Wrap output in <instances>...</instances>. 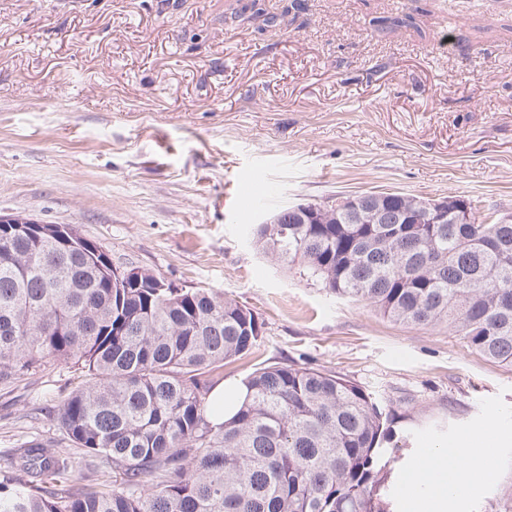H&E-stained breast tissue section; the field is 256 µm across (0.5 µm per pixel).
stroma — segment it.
Instances as JSON below:
<instances>
[{"label":"stroma","mask_w":512,"mask_h":512,"mask_svg":"<svg viewBox=\"0 0 512 512\" xmlns=\"http://www.w3.org/2000/svg\"><path fill=\"white\" fill-rule=\"evenodd\" d=\"M246 3L0 0V215L79 225L114 264L250 308L263 336L225 378L297 365L401 402L395 512H412L402 484L425 449L493 431L491 477L452 512H512V367L336 297L249 231L366 192L512 212V0H261L265 26ZM85 383L51 363L0 384V455L68 450L49 412Z\"/></svg>","instance_id":"stroma-1"}]
</instances>
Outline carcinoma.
Listing matches in <instances>:
<instances>
[{"instance_id":"carcinoma-1","label":"carcinoma","mask_w":512,"mask_h":512,"mask_svg":"<svg viewBox=\"0 0 512 512\" xmlns=\"http://www.w3.org/2000/svg\"><path fill=\"white\" fill-rule=\"evenodd\" d=\"M259 224L254 239L331 293L406 324H446L512 366V223ZM262 323L207 288L150 271L118 279L97 243L0 226V381L74 361L88 382L54 413L74 447L121 479L92 482L31 441L0 464V512H394L396 409L334 374L272 364L211 422L215 377Z\"/></svg>"}]
</instances>
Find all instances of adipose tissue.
<instances>
[{"label":"adipose tissue","instance_id":"1","mask_svg":"<svg viewBox=\"0 0 512 512\" xmlns=\"http://www.w3.org/2000/svg\"><path fill=\"white\" fill-rule=\"evenodd\" d=\"M485 433L476 432L458 443L453 453L430 449L413 465L407 491L416 512H447L449 504L460 497L466 485L464 457L488 445Z\"/></svg>","mask_w":512,"mask_h":512}]
</instances>
